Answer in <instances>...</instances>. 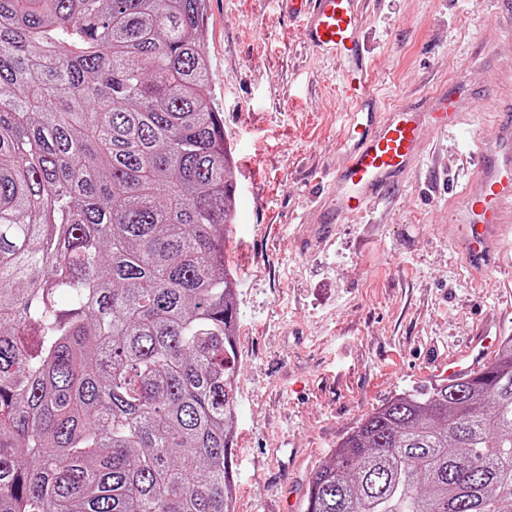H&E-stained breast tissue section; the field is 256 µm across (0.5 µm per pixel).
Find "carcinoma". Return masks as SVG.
Returning a JSON list of instances; mask_svg holds the SVG:
<instances>
[{"label": "carcinoma", "mask_w": 512, "mask_h": 512, "mask_svg": "<svg viewBox=\"0 0 512 512\" xmlns=\"http://www.w3.org/2000/svg\"><path fill=\"white\" fill-rule=\"evenodd\" d=\"M205 0H0V512H233L234 157ZM306 512H512V338L380 406Z\"/></svg>", "instance_id": "cac0c4a2"}]
</instances>
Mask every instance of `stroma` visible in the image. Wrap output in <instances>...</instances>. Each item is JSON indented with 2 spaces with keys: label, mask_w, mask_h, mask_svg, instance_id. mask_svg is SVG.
Masks as SVG:
<instances>
[{
  "label": "stroma",
  "mask_w": 512,
  "mask_h": 512,
  "mask_svg": "<svg viewBox=\"0 0 512 512\" xmlns=\"http://www.w3.org/2000/svg\"><path fill=\"white\" fill-rule=\"evenodd\" d=\"M205 54L237 161L224 256L239 282L234 512H305L309 480L345 435L430 384L487 319L512 336V250L474 276L448 223L472 156L512 95V8L499 0H365L369 82L384 112L458 104L461 132H424L420 163L374 218L337 213L345 151L339 57L314 53L284 0H205ZM335 215L323 229L322 214Z\"/></svg>",
  "instance_id": "35a3bbf8"
}]
</instances>
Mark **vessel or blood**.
<instances>
[{
  "label": "vessel or blood",
  "mask_w": 512,
  "mask_h": 512,
  "mask_svg": "<svg viewBox=\"0 0 512 512\" xmlns=\"http://www.w3.org/2000/svg\"><path fill=\"white\" fill-rule=\"evenodd\" d=\"M363 0H288L291 12L304 18L302 38L315 51L344 59L341 108L347 112V155L337 169L339 205L360 212L378 203L415 166L420 149L421 120L412 112L383 115L370 98L365 78L369 57L359 25ZM483 108L497 110L496 129L474 155L473 184L461 196L451 226L463 241L468 265L481 270L496 264L507 239L503 228L512 217V113L499 111L497 99ZM434 133L455 130L456 104L439 96ZM496 342L488 329L471 336L464 349L437 371L451 380L472 375L494 355Z\"/></svg>",
  "instance_id": "1"
}]
</instances>
